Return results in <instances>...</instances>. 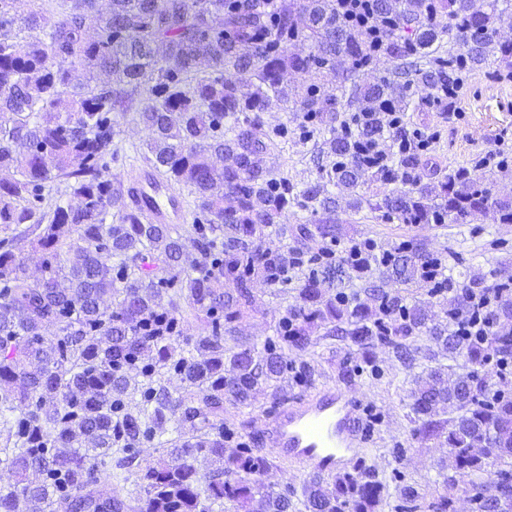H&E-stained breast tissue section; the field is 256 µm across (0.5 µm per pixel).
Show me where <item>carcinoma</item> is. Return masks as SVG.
Returning <instances> with one entry per match:
<instances>
[{
  "label": "carcinoma",
  "mask_w": 512,
  "mask_h": 512,
  "mask_svg": "<svg viewBox=\"0 0 512 512\" xmlns=\"http://www.w3.org/2000/svg\"><path fill=\"white\" fill-rule=\"evenodd\" d=\"M0 0V465L16 474L0 486V512H457L462 487L471 512H512V283L492 286L502 302L488 334L458 330L480 274L431 288L430 301L405 302L381 285L366 299L330 294L324 270H299L298 300L285 309L277 341L262 347L244 336L253 309L247 278L265 276L278 258L263 247L268 230L288 232V211L305 210L320 237L336 241V211L366 205L374 218L402 224H460L491 217L512 224V202L463 173L435 185L356 198L367 177L362 147L392 132L376 113L407 111L409 91L458 88L464 71L497 51L512 58L499 25L512 11H489L477 0H372L392 13L398 30L372 45L337 11L336 0H60V18L45 29L41 11L17 13ZM99 25L87 35V22ZM42 36L25 44L21 30ZM384 57L375 81L356 73ZM85 78L74 83L77 73ZM100 73L113 76L96 83ZM295 130L309 144L316 177L293 182L273 173L271 160L288 146V126L272 129L263 114L280 111L295 84ZM351 86H346V83ZM356 128L342 131L346 113ZM146 132L134 160L176 191L193 195L190 224H152L126 201V181L106 174L122 150L117 117ZM224 160L223 167L214 158ZM419 157L397 153L391 181L405 180ZM64 197L45 201L47 187ZM42 252L33 279L18 250ZM350 278L364 280L372 261L338 259ZM439 258L403 243L381 263L383 275L416 283ZM117 300L115 307L104 298ZM199 322L187 355L172 342L184 318ZM58 327L48 339L44 329ZM358 347L376 367L373 349L390 348L409 365L430 357H461L462 372L437 367L410 392L414 433L444 439L441 460L448 492H412L397 470L388 480L366 467L312 482L303 500L265 487L274 465L266 449L224 448V426L213 419L224 402L251 406L262 386L291 368L288 351L328 338ZM182 376L175 398L154 376ZM140 393L141 406L126 410ZM172 431L176 436L164 438ZM155 440L162 461L133 469L135 448ZM207 456L201 479L194 465ZM114 485L104 496L102 478ZM143 493L131 497L125 485ZM400 492L395 498L391 489Z\"/></svg>",
  "instance_id": "carcinoma-1"
}]
</instances>
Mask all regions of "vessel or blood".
<instances>
[{"mask_svg": "<svg viewBox=\"0 0 512 512\" xmlns=\"http://www.w3.org/2000/svg\"><path fill=\"white\" fill-rule=\"evenodd\" d=\"M129 185L138 206L155 224H183L188 214L179 193L155 189L150 169L134 170ZM256 446L308 477L323 479L354 467L367 440L362 407L348 389L323 385L282 402L253 432Z\"/></svg>", "mask_w": 512, "mask_h": 512, "instance_id": "b4317fda", "label": "vessel or blood"}]
</instances>
